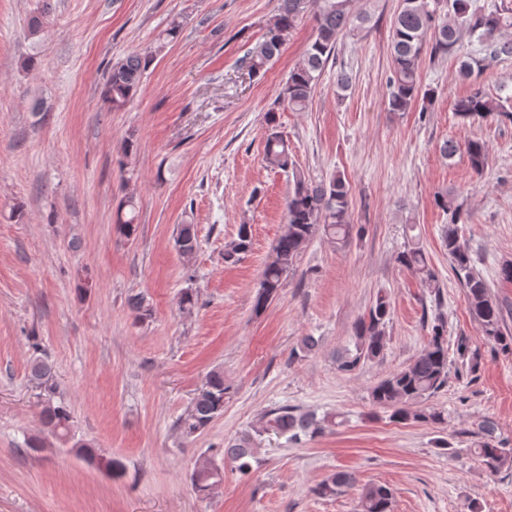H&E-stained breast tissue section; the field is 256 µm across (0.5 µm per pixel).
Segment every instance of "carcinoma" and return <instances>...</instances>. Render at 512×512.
I'll return each instance as SVG.
<instances>
[{
    "label": "carcinoma",
    "instance_id": "cac0c4a2",
    "mask_svg": "<svg viewBox=\"0 0 512 512\" xmlns=\"http://www.w3.org/2000/svg\"><path fill=\"white\" fill-rule=\"evenodd\" d=\"M277 13L273 17L269 39L265 40L249 57V73L257 74L278 56L285 36L294 28L297 18L313 10L315 36L307 46L302 59L289 71L278 103L293 112L308 109L316 85L326 64L336 51L338 41L346 34L369 21L366 14L353 12L354 0H277ZM476 38L479 48L474 54H462L459 72L470 76L484 69L490 60L512 57V7L507 3H488L486 0H402L401 8L392 22L390 45L391 75L388 80V107L393 112H405L417 101H427L434 90L422 86L420 67L423 55L432 59L461 54L463 39ZM153 57L128 54L111 62L107 68L103 99L111 109L119 110L133 97L142 84ZM455 114L464 122L490 117L512 120V106L507 101L491 97L479 90L458 99ZM466 152L473 172L481 177L488 164L483 143L470 141ZM264 158L271 168L283 171L292 166L288 144L277 131H269L265 138ZM435 205L448 214L443 243L448 250L451 266L465 290L468 310L478 322L485 338L512 353V333L503 326L499 303L493 298L482 277L473 271L469 247L460 234L464 223L463 212L453 198L446 194L435 196ZM285 229L271 248L269 260L262 271L254 312L260 314L275 301L283 281L293 271L297 257L318 233L330 241L349 237L350 187L345 177L334 174L318 183L303 175H294L293 187L288 193ZM137 204L132 196L124 197L118 206L115 230L125 237L137 231ZM175 246L187 263L197 249L194 225L177 226ZM252 244L249 225H240L237 236L224 249V263L235 264ZM399 262L414 272L423 287L432 291L437 279L430 267L424 249L418 244L402 252ZM389 303L378 296L367 316L355 328L354 349H346L337 358L342 372L355 369L360 362L380 357L386 346ZM445 324L437 319L431 326L430 336L414 359L380 381L371 391L373 405L392 410L390 418L398 423H420L440 428L446 423L444 412L428 405V401L448 382V340L444 336ZM30 380L38 390L43 426L58 440L73 442L79 455L91 460L96 449L89 444L74 441L73 420L68 405L60 395L54 366L48 359L38 357L30 368ZM228 387L224 373L211 372L197 391L190 407L181 415L175 427L183 437L191 438L203 431L224 412ZM327 419H317L312 413L296 414L286 407L264 413L253 433L224 449V456L236 463V469L246 474L257 449L252 446V435L274 433L298 442L314 439L328 428ZM474 455L489 471L496 472L512 465V448L503 446L495 433V425L485 421L480 426V440L473 448ZM224 475L212 459L196 460L191 473L195 490L208 497L221 485ZM354 485V477L346 471H337L313 487L319 497H333ZM393 493L385 484H368L359 494L357 512H391Z\"/></svg>",
    "mask_w": 512,
    "mask_h": 512
}]
</instances>
